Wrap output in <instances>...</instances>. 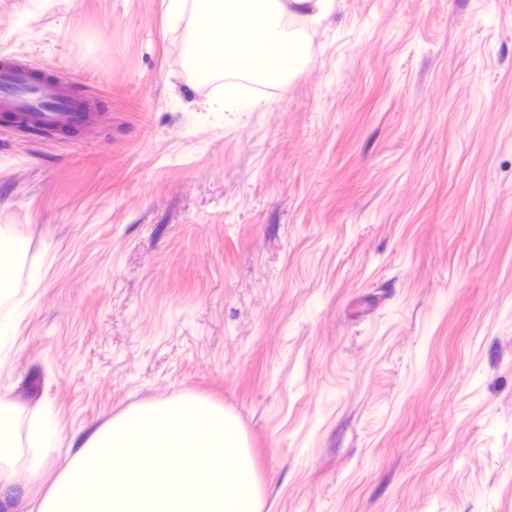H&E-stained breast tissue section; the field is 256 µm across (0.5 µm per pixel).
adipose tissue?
<instances>
[{"mask_svg": "<svg viewBox=\"0 0 512 512\" xmlns=\"http://www.w3.org/2000/svg\"><path fill=\"white\" fill-rule=\"evenodd\" d=\"M196 25L183 44L187 66L208 80L217 61L247 75L248 85L228 83L223 102L207 101L211 112H252L261 98L249 85L278 84L310 56L311 37L330 15L334 0H195ZM9 413L0 410V512L26 500L13 478Z\"/></svg>", "mask_w": 512, "mask_h": 512, "instance_id": "1", "label": "adipose tissue"}]
</instances>
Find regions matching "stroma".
Instances as JSON below:
<instances>
[{
	"label": "stroma",
	"instance_id": "stroma-1",
	"mask_svg": "<svg viewBox=\"0 0 512 512\" xmlns=\"http://www.w3.org/2000/svg\"><path fill=\"white\" fill-rule=\"evenodd\" d=\"M335 2L236 113L202 108L239 75L198 83L163 0H0V59L101 110L0 127L31 498L72 437L189 396L237 421L262 512H512V0ZM52 432V425L45 420H37L32 424L30 430V452L33 459L42 460L44 446L48 443Z\"/></svg>",
	"mask_w": 512,
	"mask_h": 512
}]
</instances>
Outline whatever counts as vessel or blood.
Returning a JSON list of instances; mask_svg holds the SVG:
<instances>
[{"label": "vessel or blood", "instance_id": "b4317fda", "mask_svg": "<svg viewBox=\"0 0 512 512\" xmlns=\"http://www.w3.org/2000/svg\"><path fill=\"white\" fill-rule=\"evenodd\" d=\"M66 84V75L55 69L38 78L17 62L1 64L0 121L46 138H64L90 127L96 118L94 101L70 95Z\"/></svg>", "mask_w": 512, "mask_h": 512}]
</instances>
